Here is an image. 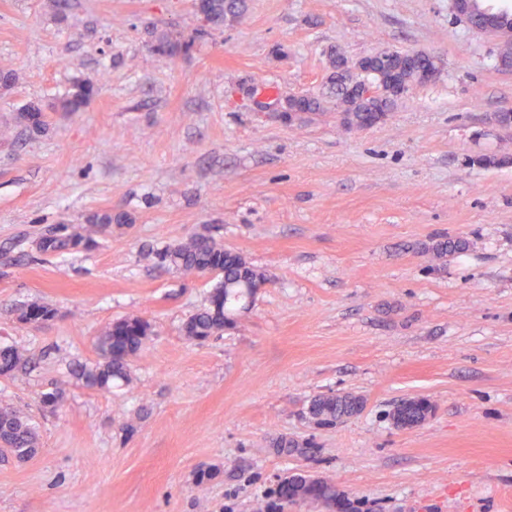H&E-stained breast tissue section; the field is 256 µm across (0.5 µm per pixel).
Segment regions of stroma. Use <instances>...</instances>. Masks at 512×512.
<instances>
[{
    "instance_id": "1",
    "label": "stroma",
    "mask_w": 512,
    "mask_h": 512,
    "mask_svg": "<svg viewBox=\"0 0 512 512\" xmlns=\"http://www.w3.org/2000/svg\"><path fill=\"white\" fill-rule=\"evenodd\" d=\"M202 22L193 0H0V347L29 374L0 394L40 447L0 453V512H289L270 491L296 473L333 482L360 512H512V70L501 43L450 0H246ZM193 40L159 56L160 38ZM423 51L439 76L383 122L349 129L331 59ZM98 94L57 111L73 81ZM322 99L288 122L258 111ZM36 103L47 126L20 119ZM112 210L128 222L95 247L43 256L51 224ZM207 230L269 277L222 335L183 332L213 277L183 280L157 248ZM466 240L436 258L438 238ZM56 311L38 326L13 312ZM154 334L130 384L74 374L95 336L130 313ZM62 387L57 407L41 396ZM362 397L333 427L321 394ZM436 410L396 428L402 399ZM310 442L278 453L275 436Z\"/></svg>"
}]
</instances>
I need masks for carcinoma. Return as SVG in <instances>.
Returning a JSON list of instances; mask_svg holds the SVG:
<instances>
[{"label": "carcinoma", "mask_w": 512, "mask_h": 512, "mask_svg": "<svg viewBox=\"0 0 512 512\" xmlns=\"http://www.w3.org/2000/svg\"><path fill=\"white\" fill-rule=\"evenodd\" d=\"M203 9L213 25H220L239 18L246 8L245 0H202ZM488 33L504 40L505 49L501 56L512 59V13H506L502 22L493 26ZM191 42L176 44L166 38L153 46L155 54L169 56L177 51L187 50ZM405 53L379 61L373 71L366 74L345 69L339 79H331L335 88L336 108L342 112H352L355 120L349 126L357 130L364 128L362 111L371 107L381 109L387 117L393 111L396 101L414 88L421 86L440 74L437 58L420 52L415 64L402 70L396 89L381 92L377 99L353 98L347 91V85L359 88L366 86L382 88L381 75L391 67L399 65ZM95 86L90 82H78L73 91L64 97L59 105L62 112H78L94 98ZM124 223L121 214L114 215L105 210L94 213L86 224L58 225L57 232L48 236L41 234L35 240L36 250L44 256H53L71 251L86 250L96 244V237L106 233L112 224ZM156 256L162 267L176 270L190 277L215 270L218 279L209 303L193 314L184 324L185 336L194 341L216 336L224 329L233 326L237 315L246 309V303L254 296V287L266 282L264 271L253 266L241 254L227 250L224 245L211 236L193 235L183 242L167 245L156 250ZM152 334V325L143 317L131 314L105 328L96 337L94 348L98 360L80 367L76 371L78 379L89 388L106 389L113 381H129L130 361L142 349ZM29 362L23 351L15 346L0 348V371L4 376L14 379L26 373ZM364 406L362 398L346 395H318L310 404V413L315 423L331 426L344 419L359 414ZM433 411V405L424 397H410L401 402L398 411L390 419L398 428H413L426 421ZM0 441L13 456L23 460L35 454L38 448V433L31 422L10 403L0 397ZM278 499L292 506H301L318 501L336 500L335 487L326 482L313 486L311 476L297 475V491L291 492L284 485L276 490Z\"/></svg>", "instance_id": "cac0c4a2"}]
</instances>
